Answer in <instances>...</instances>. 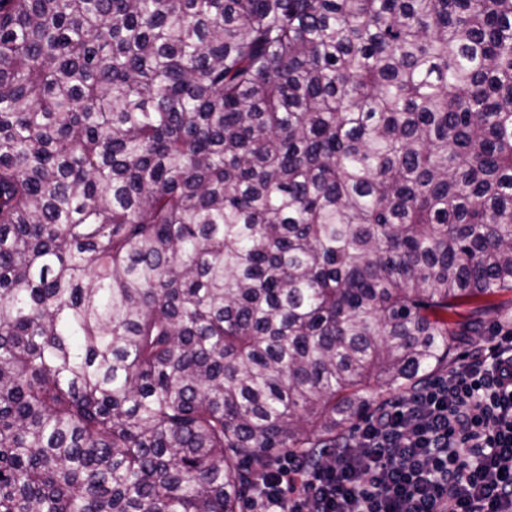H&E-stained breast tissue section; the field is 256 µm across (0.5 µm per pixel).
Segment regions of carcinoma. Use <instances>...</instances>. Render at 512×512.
<instances>
[{"mask_svg":"<svg viewBox=\"0 0 512 512\" xmlns=\"http://www.w3.org/2000/svg\"><path fill=\"white\" fill-rule=\"evenodd\" d=\"M503 291L512 0H0V512H240Z\"/></svg>","mask_w":512,"mask_h":512,"instance_id":"obj_1","label":"carcinoma"}]
</instances>
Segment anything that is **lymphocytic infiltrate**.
Instances as JSON below:
<instances>
[{
  "label": "lymphocytic infiltrate",
  "mask_w": 512,
  "mask_h": 512,
  "mask_svg": "<svg viewBox=\"0 0 512 512\" xmlns=\"http://www.w3.org/2000/svg\"><path fill=\"white\" fill-rule=\"evenodd\" d=\"M248 512H512V329L483 337L408 398L363 419L325 461L282 453Z\"/></svg>",
  "instance_id": "1"
}]
</instances>
